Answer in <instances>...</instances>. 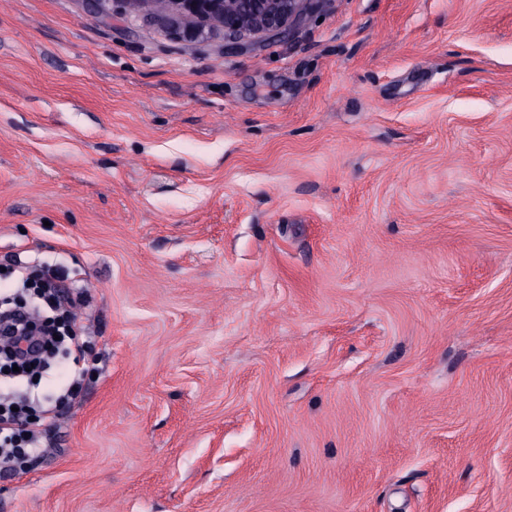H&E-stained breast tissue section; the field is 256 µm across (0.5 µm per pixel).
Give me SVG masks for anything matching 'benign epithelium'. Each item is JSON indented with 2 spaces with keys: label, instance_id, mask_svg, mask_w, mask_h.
Instances as JSON below:
<instances>
[{
  "label": "benign epithelium",
  "instance_id": "obj_1",
  "mask_svg": "<svg viewBox=\"0 0 512 512\" xmlns=\"http://www.w3.org/2000/svg\"><path fill=\"white\" fill-rule=\"evenodd\" d=\"M111 0H80L98 21L112 19ZM125 9L177 40L201 42L220 33L234 50L262 36L279 37L300 16L307 0H116Z\"/></svg>",
  "mask_w": 512,
  "mask_h": 512
}]
</instances>
